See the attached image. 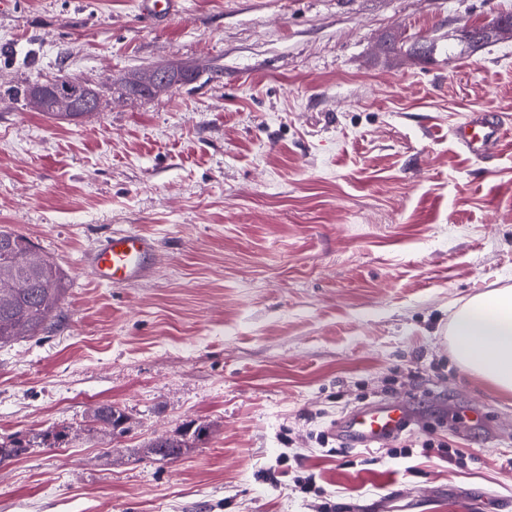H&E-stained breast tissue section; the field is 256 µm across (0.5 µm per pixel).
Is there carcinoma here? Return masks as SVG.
<instances>
[{
    "mask_svg": "<svg viewBox=\"0 0 512 512\" xmlns=\"http://www.w3.org/2000/svg\"><path fill=\"white\" fill-rule=\"evenodd\" d=\"M14 251L34 256L41 265L30 273L14 274L12 268L0 264V278L10 277L16 287L0 289V344L18 336L38 335L56 314L67 288V278L60 267L39 252L38 247L25 235L11 230H0V250ZM91 421L117 440L127 432V416L112 404L97 406ZM213 433L206 422L190 423L172 435L150 440L143 448V454L156 461L174 462L181 458L188 448L207 441ZM31 448L30 441L15 437L0 443V461L18 458Z\"/></svg>",
    "mask_w": 512,
    "mask_h": 512,
    "instance_id": "obj_1",
    "label": "carcinoma"
}]
</instances>
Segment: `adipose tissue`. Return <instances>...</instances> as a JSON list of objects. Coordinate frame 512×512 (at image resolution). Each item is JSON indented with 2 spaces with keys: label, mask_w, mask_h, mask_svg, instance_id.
Returning <instances> with one entry per match:
<instances>
[{
  "label": "adipose tissue",
  "mask_w": 512,
  "mask_h": 512,
  "mask_svg": "<svg viewBox=\"0 0 512 512\" xmlns=\"http://www.w3.org/2000/svg\"><path fill=\"white\" fill-rule=\"evenodd\" d=\"M457 364L503 394H512V288L478 295L451 323Z\"/></svg>",
  "instance_id": "ef3b65f1"
}]
</instances>
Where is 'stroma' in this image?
<instances>
[{
  "instance_id": "1",
  "label": "stroma",
  "mask_w": 512,
  "mask_h": 512,
  "mask_svg": "<svg viewBox=\"0 0 512 512\" xmlns=\"http://www.w3.org/2000/svg\"><path fill=\"white\" fill-rule=\"evenodd\" d=\"M512 0H12L0 10V227L70 280L35 337L0 345V512H512V398L450 354L454 311L512 287V38L467 29ZM429 43V60L413 52ZM193 81L153 97L125 77ZM111 83L62 120L24 91ZM487 109L497 153L454 131ZM151 237L149 274L106 286L87 257ZM404 404L402 447L329 453L349 411ZM111 404L112 443L88 419ZM192 421L167 463L145 443ZM64 434L62 443L45 434ZM458 453L449 461L443 446ZM313 476L321 495L302 493ZM91 421L112 436V442L123 436L128 427L127 416L120 408L111 404L97 406L91 415ZM213 433L209 423H190L172 436H160L150 440L143 448L146 457L156 461L174 462L181 458L188 448L207 441Z\"/></svg>"
}]
</instances>
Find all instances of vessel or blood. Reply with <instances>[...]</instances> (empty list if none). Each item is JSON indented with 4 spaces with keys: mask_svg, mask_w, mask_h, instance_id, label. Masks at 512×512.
Returning a JSON list of instances; mask_svg holds the SVG:
<instances>
[{
    "mask_svg": "<svg viewBox=\"0 0 512 512\" xmlns=\"http://www.w3.org/2000/svg\"><path fill=\"white\" fill-rule=\"evenodd\" d=\"M500 127V122L475 111L454 137L466 155L478 158L498 145ZM154 251L155 243L148 236L134 230L116 232L92 255L88 269L97 281L118 285L144 275ZM404 422L401 405L385 400L337 421L336 432L350 447L368 448L401 433Z\"/></svg>",
    "mask_w": 512,
    "mask_h": 512,
    "instance_id": "1",
    "label": "vessel or blood"
}]
</instances>
